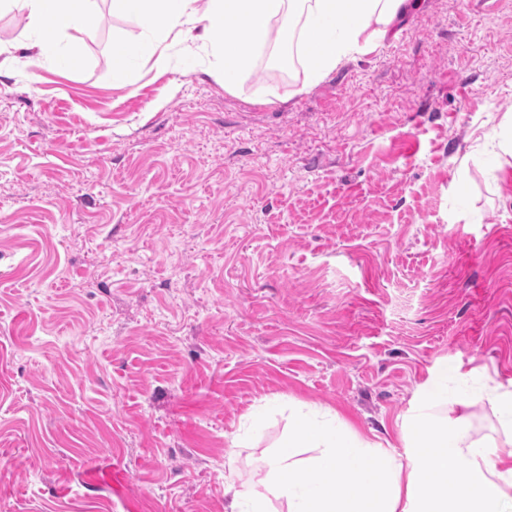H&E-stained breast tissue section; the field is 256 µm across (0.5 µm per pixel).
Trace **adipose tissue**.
<instances>
[{"label":"adipose tissue","mask_w":512,"mask_h":512,"mask_svg":"<svg viewBox=\"0 0 512 512\" xmlns=\"http://www.w3.org/2000/svg\"><path fill=\"white\" fill-rule=\"evenodd\" d=\"M94 0H0V12H25L30 47L53 54L63 67L79 57L63 44V29L92 30ZM416 0H112L118 14L146 19L137 50L115 46L111 69L123 80L174 43L217 45L224 86L234 88L256 64L271 29L298 26L303 84L322 81L352 53H369L397 37L401 16ZM485 398L503 436L471 433L473 394L462 378L440 373L419 395L399 431L403 454L381 447L336 418L297 409L288 437L270 456L258 485L228 483L225 512H512V389L494 387ZM449 405L454 418L433 420Z\"/></svg>","instance_id":"obj_1"}]
</instances>
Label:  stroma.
Here are the masks:
<instances>
[{
	"instance_id": "obj_1",
	"label": "stroma",
	"mask_w": 512,
	"mask_h": 512,
	"mask_svg": "<svg viewBox=\"0 0 512 512\" xmlns=\"http://www.w3.org/2000/svg\"><path fill=\"white\" fill-rule=\"evenodd\" d=\"M0 76V512H224L293 408L396 442L429 378L512 382V0H422L322 82L95 0Z\"/></svg>"
}]
</instances>
